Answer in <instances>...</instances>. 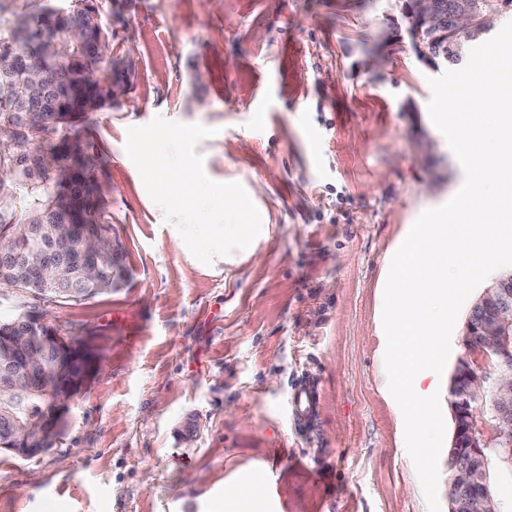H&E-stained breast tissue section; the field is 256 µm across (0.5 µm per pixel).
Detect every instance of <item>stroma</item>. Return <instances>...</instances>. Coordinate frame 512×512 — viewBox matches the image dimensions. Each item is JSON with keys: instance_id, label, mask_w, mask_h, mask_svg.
<instances>
[{"instance_id": "1", "label": "stroma", "mask_w": 512, "mask_h": 512, "mask_svg": "<svg viewBox=\"0 0 512 512\" xmlns=\"http://www.w3.org/2000/svg\"><path fill=\"white\" fill-rule=\"evenodd\" d=\"M405 26L388 0H122L105 56L128 91L80 140L124 278L38 305L100 365L53 448L0 452V512H427L383 294L407 225L463 171ZM158 116L214 128L196 148L208 177L258 190L255 254L212 270L176 248L125 151Z\"/></svg>"}]
</instances>
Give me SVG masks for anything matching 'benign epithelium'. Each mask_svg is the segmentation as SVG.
I'll return each mask as SVG.
<instances>
[{"mask_svg": "<svg viewBox=\"0 0 512 512\" xmlns=\"http://www.w3.org/2000/svg\"><path fill=\"white\" fill-rule=\"evenodd\" d=\"M407 20V34L418 57L433 66L448 53L465 50L487 34L500 11H482L477 0H391ZM452 51H447V48ZM498 356L491 388V421L477 405L484 402L489 376L476 360L471 344ZM454 433L448 468L449 512H490L492 490L487 482L484 448L492 432L512 431V275L497 276L471 307L464 332V352L450 381Z\"/></svg>", "mask_w": 512, "mask_h": 512, "instance_id": "7a95c632", "label": "benign epithelium"}]
</instances>
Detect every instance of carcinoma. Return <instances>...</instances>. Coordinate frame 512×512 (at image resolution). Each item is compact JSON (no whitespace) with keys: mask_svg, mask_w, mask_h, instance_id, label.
<instances>
[{"mask_svg":"<svg viewBox=\"0 0 512 512\" xmlns=\"http://www.w3.org/2000/svg\"><path fill=\"white\" fill-rule=\"evenodd\" d=\"M114 0H41L0 18V285L42 303H81L118 288L117 245L101 197L100 159L76 140L117 101L128 73L104 61ZM41 243L59 275L42 276ZM94 353L45 318L0 320V449L39 448L51 400L80 393Z\"/></svg>","mask_w":512,"mask_h":512,"instance_id":"cac0c4a2","label":"carcinoma"}]
</instances>
